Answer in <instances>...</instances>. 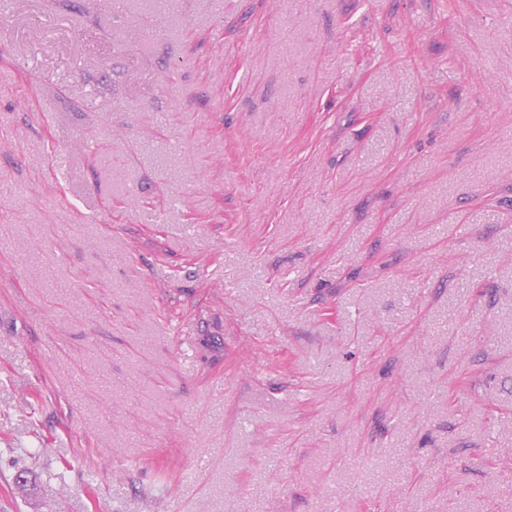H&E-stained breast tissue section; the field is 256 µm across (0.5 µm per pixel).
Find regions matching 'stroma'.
<instances>
[{
    "label": "stroma",
    "mask_w": 512,
    "mask_h": 512,
    "mask_svg": "<svg viewBox=\"0 0 512 512\" xmlns=\"http://www.w3.org/2000/svg\"><path fill=\"white\" fill-rule=\"evenodd\" d=\"M0 512H512V0H8Z\"/></svg>",
    "instance_id": "1"
}]
</instances>
